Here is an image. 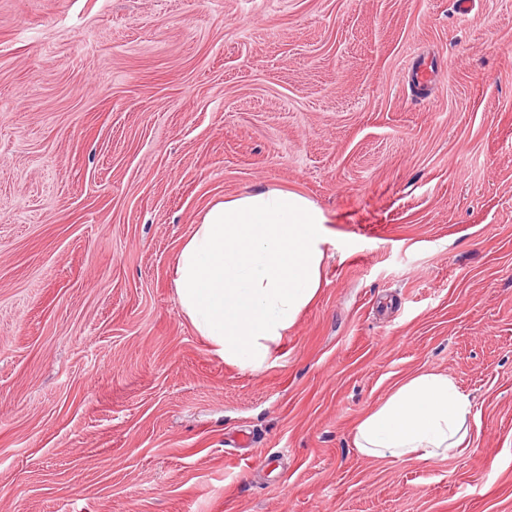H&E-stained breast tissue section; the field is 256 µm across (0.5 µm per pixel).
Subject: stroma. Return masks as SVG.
<instances>
[{"mask_svg":"<svg viewBox=\"0 0 512 512\" xmlns=\"http://www.w3.org/2000/svg\"><path fill=\"white\" fill-rule=\"evenodd\" d=\"M260 189L329 222L253 372L172 267ZM422 371L469 448L362 456ZM0 512H512V0H0Z\"/></svg>","mask_w":512,"mask_h":512,"instance_id":"35a3bbf8","label":"stroma"}]
</instances>
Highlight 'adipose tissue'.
<instances>
[{
    "label": "adipose tissue",
    "mask_w": 512,
    "mask_h": 512,
    "mask_svg": "<svg viewBox=\"0 0 512 512\" xmlns=\"http://www.w3.org/2000/svg\"><path fill=\"white\" fill-rule=\"evenodd\" d=\"M327 218L313 201L277 189L212 204L173 267L183 314L225 363L252 371L269 358L322 284ZM471 402L448 374L397 384L357 423L365 456L448 459L468 445Z\"/></svg>",
    "instance_id": "adipose-tissue-1"
}]
</instances>
